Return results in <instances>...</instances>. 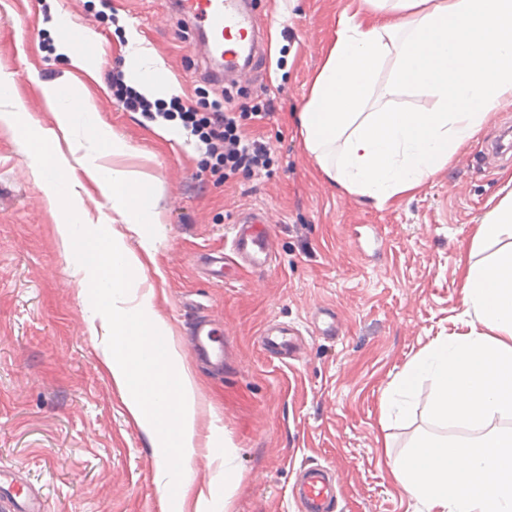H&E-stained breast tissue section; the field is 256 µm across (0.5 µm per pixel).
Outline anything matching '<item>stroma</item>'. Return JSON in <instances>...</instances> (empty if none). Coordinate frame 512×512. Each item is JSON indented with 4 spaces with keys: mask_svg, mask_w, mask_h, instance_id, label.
<instances>
[{
    "mask_svg": "<svg viewBox=\"0 0 512 512\" xmlns=\"http://www.w3.org/2000/svg\"><path fill=\"white\" fill-rule=\"evenodd\" d=\"M364 0H257L263 33L254 79L237 85L235 103L276 97L270 119L245 121L246 133L273 151L272 174L220 178L196 138L167 139L157 122L122 108L111 75L125 69L127 29L161 59L184 102L220 96L204 83L191 45L196 31L169 0H0V71L15 99L0 113L25 109L29 123L55 126L45 88L66 83L89 98L72 135L98 130L87 150L69 155V175L91 223L112 203L82 166L94 163L149 177L161 215L147 225L143 275L156 311L178 340L197 315L228 341L223 377L196 370L202 436L223 435L240 474L224 495V461L200 448L189 464L193 491L209 512H297L295 471L321 465L336 473V512H425L395 486L389 460L423 433L465 437L433 422L425 395L403 419L383 417L381 401L397 372L435 341L467 332L459 261L476 229L505 196L512 158L488 159L512 103L494 112L448 166L420 189L384 207L343 189L319 171L301 143L298 112L336 36L343 12ZM82 25L96 46L88 70L73 68L56 15ZM130 147L113 157L112 140ZM49 181L25 137L0 121V501L16 490L38 493L42 512H194L181 490L163 491L158 450L128 414L88 332L94 305L79 285L80 251H64ZM266 208L273 222L269 269L233 265L208 276L210 252L229 248L240 211ZM298 329L301 353L283 363L260 344L264 327Z\"/></svg>",
    "mask_w": 512,
    "mask_h": 512,
    "instance_id": "stroma-1",
    "label": "stroma"
}]
</instances>
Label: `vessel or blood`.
Instances as JSON below:
<instances>
[{
  "label": "vessel or blood",
  "mask_w": 512,
  "mask_h": 512,
  "mask_svg": "<svg viewBox=\"0 0 512 512\" xmlns=\"http://www.w3.org/2000/svg\"><path fill=\"white\" fill-rule=\"evenodd\" d=\"M176 9L200 31L199 51L214 63V79L246 77L250 60L259 53V28L249 0H172ZM264 209L253 208L236 220L231 239L233 255L253 268H270L273 239ZM190 351L215 370L224 368V341L211 321H197ZM292 494L301 512H333L334 484L330 469L302 467L295 475Z\"/></svg>",
  "instance_id": "1"
}]
</instances>
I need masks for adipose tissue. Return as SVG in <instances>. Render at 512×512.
I'll return each instance as SVG.
<instances>
[{"instance_id": "adipose-tissue-1", "label": "adipose tissue", "mask_w": 512, "mask_h": 512, "mask_svg": "<svg viewBox=\"0 0 512 512\" xmlns=\"http://www.w3.org/2000/svg\"><path fill=\"white\" fill-rule=\"evenodd\" d=\"M369 15H345L299 112L305 149L324 176L384 206L409 194L452 160L505 102L512 100V0H366ZM128 75L142 94L166 87L161 60L129 32ZM390 66L388 92L415 91L423 107L370 110L378 75ZM56 129L29 127L27 138L43 173L53 180L51 202H65L67 160L60 133L89 102L70 89L47 96ZM112 200L113 223L143 232L160 215L147 178L115 166L89 171ZM65 246H80L84 282L109 294L90 326L105 344L104 361L124 391L133 418L151 435L168 483H182L199 446L196 379L154 310L153 290L139 291L141 261L120 233L74 238L58 227ZM512 242V195L478 225L474 246ZM463 302L479 328L438 342L416 356L393 381L386 412L402 410L428 376L431 414L475 430V438L417 441L391 459L392 481L427 512H512V433L489 431L512 415V245L487 262H461Z\"/></svg>"}]
</instances>
